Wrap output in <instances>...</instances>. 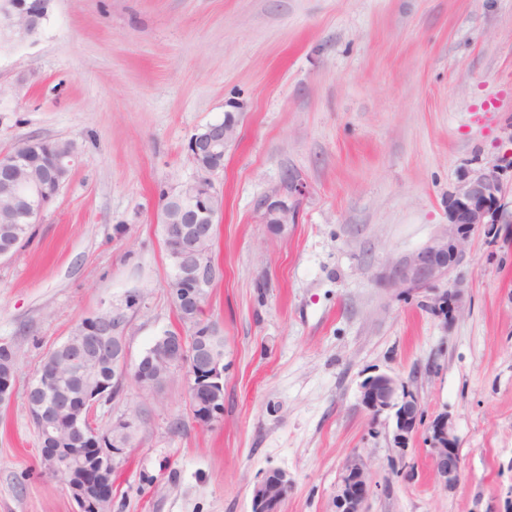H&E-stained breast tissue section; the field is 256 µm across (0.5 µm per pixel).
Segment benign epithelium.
Masks as SVG:
<instances>
[{
  "mask_svg": "<svg viewBox=\"0 0 512 512\" xmlns=\"http://www.w3.org/2000/svg\"><path fill=\"white\" fill-rule=\"evenodd\" d=\"M43 17L41 0H0V38L6 43L34 36ZM237 120L228 113L221 122L209 123L191 136L188 150L198 175L180 183L163 198V211L175 230L164 243L172 266L167 290L183 317L182 329L162 335L135 364L129 362L126 330L131 313L140 308V290L85 318L60 347L66 356L52 357L28 390L29 408L42 435L55 447L41 451V463L50 474L63 473L80 512H108L112 502V469L124 464L141 426V415L124 416L112 429H95L98 407L118 397L127 382L156 398L161 374L173 378L184 373L187 397L195 422L210 426L224 417L223 337L200 322V298L216 281L219 269L211 259L213 225L223 208V198L211 176L224 168V148L236 139ZM26 137L9 151L0 152V224H39L68 180L77 148L57 153L52 165L44 164L38 144ZM305 192L299 180H284L280 188L260 203L265 223L277 231L297 223L298 204ZM512 223V187L505 184L493 164L463 177L448 196V233L419 251L394 263L386 285L406 293L430 288L445 280L463 263L465 245L480 224ZM443 318L452 317L457 305L444 294L433 304ZM106 359L116 369L106 379L100 366ZM362 406L378 415L394 411L393 447L402 451L419 432L422 407L417 395L388 374L367 377L360 386ZM435 475L445 489L461 475L456 438L448 416L433 420L427 436ZM292 486L288 473L269 470L253 487L252 512H281L285 491ZM370 492L364 460L354 455L343 465L335 499L336 512H364Z\"/></svg>",
  "mask_w": 512,
  "mask_h": 512,
  "instance_id": "obj_1",
  "label": "benign epithelium"
}]
</instances>
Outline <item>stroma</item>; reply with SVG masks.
Returning a JSON list of instances; mask_svg holds the SVG:
<instances>
[{
  "instance_id": "obj_1",
  "label": "stroma",
  "mask_w": 512,
  "mask_h": 512,
  "mask_svg": "<svg viewBox=\"0 0 512 512\" xmlns=\"http://www.w3.org/2000/svg\"><path fill=\"white\" fill-rule=\"evenodd\" d=\"M238 120L214 177L221 276L204 318L224 338V417L190 414L182 376L126 384L97 423L138 411L112 512H252L268 470L282 512H334L359 454L364 512H512V223L483 224L435 290L381 277L448 231V195L494 163L512 181V0H48L37 35L0 49V151L74 140L79 162L32 238L0 260V342L18 354L0 404V512H79L44 471L25 393L76 324L144 301L138 360L179 321L165 283L162 194L191 179L195 131ZM306 193L275 234L261 201L289 173ZM462 309L444 322L438 292ZM386 373L447 414L461 478L438 483L424 437L393 448L391 413L359 403ZM292 483L285 471L269 470L253 487L252 512H281L285 491Z\"/></svg>"
}]
</instances>
